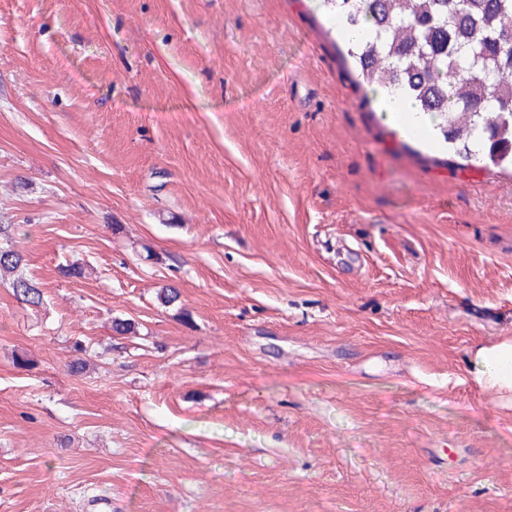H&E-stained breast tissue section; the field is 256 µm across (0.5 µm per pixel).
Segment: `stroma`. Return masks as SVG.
<instances>
[{
    "instance_id": "35a3bbf8",
    "label": "stroma",
    "mask_w": 512,
    "mask_h": 512,
    "mask_svg": "<svg viewBox=\"0 0 512 512\" xmlns=\"http://www.w3.org/2000/svg\"><path fill=\"white\" fill-rule=\"evenodd\" d=\"M344 45L322 0H0L44 294L0 278V512H512L469 362L512 338V169L404 133ZM36 284L32 279L18 275L12 281V288L17 298L32 306H38L42 303L43 295Z\"/></svg>"
}]
</instances>
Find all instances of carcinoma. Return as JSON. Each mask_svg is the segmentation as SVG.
Returning <instances> with one entry per match:
<instances>
[{
	"label": "carcinoma",
	"mask_w": 512,
	"mask_h": 512,
	"mask_svg": "<svg viewBox=\"0 0 512 512\" xmlns=\"http://www.w3.org/2000/svg\"><path fill=\"white\" fill-rule=\"evenodd\" d=\"M345 29L358 76L376 93L414 101L448 152L512 166V0H324ZM23 256L5 236L0 272ZM17 298L42 303L36 283L12 281Z\"/></svg>",
	"instance_id": "1"
}]
</instances>
